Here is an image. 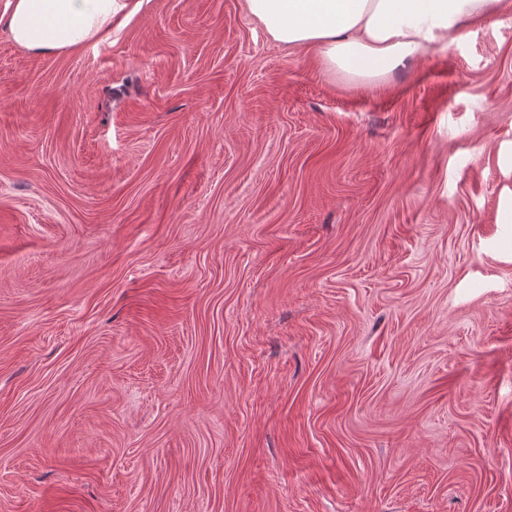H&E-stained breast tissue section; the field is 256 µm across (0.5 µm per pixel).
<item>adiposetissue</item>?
I'll return each mask as SVG.
<instances>
[{"label": "adipose tissue", "mask_w": 512, "mask_h": 512, "mask_svg": "<svg viewBox=\"0 0 512 512\" xmlns=\"http://www.w3.org/2000/svg\"><path fill=\"white\" fill-rule=\"evenodd\" d=\"M506 0H245L275 42L313 50L354 81L380 82L438 46L461 39ZM129 0H9L0 15L14 42L37 53L69 52L110 30Z\"/></svg>", "instance_id": "1"}]
</instances>
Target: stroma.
<instances>
[{"label":"stroma","mask_w":512,"mask_h":512,"mask_svg":"<svg viewBox=\"0 0 512 512\" xmlns=\"http://www.w3.org/2000/svg\"><path fill=\"white\" fill-rule=\"evenodd\" d=\"M131 7L0 26V512H512V8L362 84ZM130 0H9L0 24L14 42L37 53L70 52L112 27Z\"/></svg>","instance_id":"35a3bbf8"}]
</instances>
